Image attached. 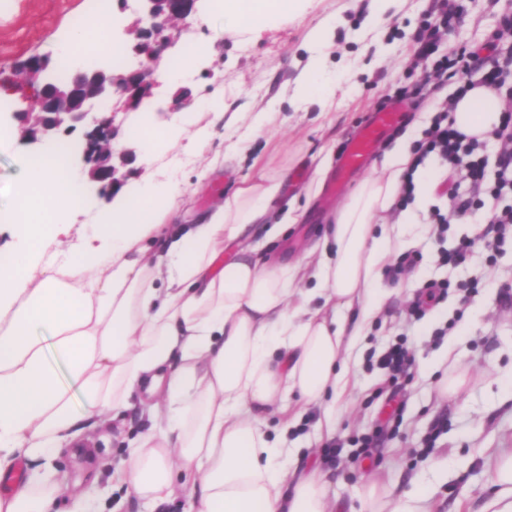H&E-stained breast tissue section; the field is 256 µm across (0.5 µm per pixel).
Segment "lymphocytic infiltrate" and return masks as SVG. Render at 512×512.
<instances>
[{"label":"lymphocytic infiltrate","instance_id":"1","mask_svg":"<svg viewBox=\"0 0 512 512\" xmlns=\"http://www.w3.org/2000/svg\"><path fill=\"white\" fill-rule=\"evenodd\" d=\"M434 20L425 21L414 37L415 57L422 62L435 89H442L448 82H457L458 93H465L474 83L471 75L482 72V86L512 97V87L506 86L503 77L506 65H512V45L502 46L504 36H512V15L504 16L498 32L480 46L462 44L438 53L436 43L439 34H452L460 22L464 8L461 4H449L448 0H437ZM450 103H442L435 109L429 126L414 143V165H421L431 156L437 157L446 174L441 182V193L449 200L446 211H435L433 221L440 227H448L455 219L475 211H485L488 230L496 239L512 233V207H500L504 193H512V152L502 153L493 185L484 182V159L481 150L483 141L469 137L456 130L449 120ZM468 174L472 191L462 196L456 191L458 174Z\"/></svg>","mask_w":512,"mask_h":512}]
</instances>
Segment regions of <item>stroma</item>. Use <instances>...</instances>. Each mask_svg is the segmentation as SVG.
Instances as JSON below:
<instances>
[{
	"label": "stroma",
	"mask_w": 512,
	"mask_h": 512,
	"mask_svg": "<svg viewBox=\"0 0 512 512\" xmlns=\"http://www.w3.org/2000/svg\"><path fill=\"white\" fill-rule=\"evenodd\" d=\"M433 0H390L378 23H369L372 0H304L301 11L287 20H268L255 27L225 25L214 16L211 28L183 24V35L212 36L205 64H191L182 86L192 98L220 92L224 115L208 127V144L196 151L188 141L166 146L152 163H145L140 144L129 133L131 113L117 111L119 129L113 161L129 181L147 172L181 182L183 194L175 220L192 224L209 213L245 179L287 170L288 199L303 215L295 224L258 249L264 262L286 264L305 254L328 230L335 207H322V192L310 185L320 163L335 165L341 144L357 132L385 94L405 88L399 131L422 133L437 104L452 98L454 86L431 93L422 89L423 68L413 56V36ZM466 12L455 34L440 39L439 52L462 42L481 43L496 32L512 0H466ZM88 0H0V78L9 102L1 112L28 108L32 89L15 85L20 64L32 56H52L48 38L66 34L83 17ZM329 20L331 45L328 68L338 75L336 95L325 105H303L295 96V80L314 52L312 29ZM269 111L263 132L253 120ZM84 129L58 133L31 145L14 137L0 142V191L14 192L26 178L27 159L55 145L80 146ZM67 168L77 179L83 200L69 223L93 224L111 202L90 181L88 168L71 154ZM447 201L430 194L415 210L412 224L403 228L407 245L393 254L380 286L389 296L382 311L365 328L349 361L347 392L329 406L336 418L334 436L318 432V408L291 399L295 423L290 438L301 445L293 460L298 467L319 468L328 483L333 512H361V496L369 484L387 492L390 505L415 497L421 512H482L492 496L489 469L494 460L512 453V301L500 298L502 285H512V240L498 252L476 243L464 262L443 264L442 250L473 235L479 214L451 224L438 236L429 220L433 207ZM416 257L414 266H401L403 256ZM456 283L479 280L481 287L462 303L457 291L414 318L409 308L428 281ZM405 340L415 363L395 387L403 405L399 427L380 431L374 448L357 454L353 437L379 430L382 402L375 393L387 387L388 375L372 357L389 344ZM461 380L457 394L443 396L442 377ZM147 418L130 412L124 419L83 435L59 451L54 462L58 478L77 494L106 495L109 463L121 459L131 440L145 430ZM341 452L336 461L323 455L327 441Z\"/></svg>",
	"instance_id": "stroma-1"
}]
</instances>
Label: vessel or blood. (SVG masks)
Here are the masks:
<instances>
[{
	"instance_id": "vessel-or-blood-1",
	"label": "vessel or blood",
	"mask_w": 512,
	"mask_h": 512,
	"mask_svg": "<svg viewBox=\"0 0 512 512\" xmlns=\"http://www.w3.org/2000/svg\"><path fill=\"white\" fill-rule=\"evenodd\" d=\"M401 118V113L394 107L371 112L361 130L345 143L335 177L325 188V198L339 195L350 175L366 166L377 145L390 130L399 125Z\"/></svg>"
}]
</instances>
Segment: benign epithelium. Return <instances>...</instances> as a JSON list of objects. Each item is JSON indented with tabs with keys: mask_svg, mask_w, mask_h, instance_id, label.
Listing matches in <instances>:
<instances>
[{
	"mask_svg": "<svg viewBox=\"0 0 512 512\" xmlns=\"http://www.w3.org/2000/svg\"><path fill=\"white\" fill-rule=\"evenodd\" d=\"M146 25L125 34L135 33L136 54L144 61L128 71H114L105 66L82 67L66 82L41 84L31 107L12 113L21 133L31 139L39 133L72 132L86 124L89 110L99 102H115L126 111L137 110L158 86L155 71L164 54L175 46L170 25L196 11L199 0H140ZM50 61L38 56L27 59L19 71L22 82L32 83L46 72ZM118 135L112 117L94 120V127L84 134L83 156L90 165V177L109 191L122 187L112 163V140Z\"/></svg>",
	"mask_w": 512,
	"mask_h": 512,
	"instance_id": "obj_1",
	"label": "benign epithelium"
}]
</instances>
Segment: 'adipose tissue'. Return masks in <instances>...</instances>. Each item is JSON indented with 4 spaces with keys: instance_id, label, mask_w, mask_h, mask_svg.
Segmentation results:
<instances>
[{
    "instance_id": "adipose-tissue-1",
    "label": "adipose tissue",
    "mask_w": 512,
    "mask_h": 512,
    "mask_svg": "<svg viewBox=\"0 0 512 512\" xmlns=\"http://www.w3.org/2000/svg\"><path fill=\"white\" fill-rule=\"evenodd\" d=\"M300 0H224V20L255 26L295 15ZM326 51L310 56L296 86L299 102L336 92ZM220 113L212 96L181 122L132 130L145 157L191 137L203 147L201 111ZM503 101L477 86L451 117L469 136L499 123ZM413 139L398 137L375 176L362 180L318 242L313 268L267 266L244 242L259 225L296 223L277 201L288 188L278 171L245 181L231 197L185 227L171 218L177 182L145 176L112 201L99 224L72 231L64 213L80 205L65 168L31 169L5 212L22 230L0 247V512H96L52 481L58 451L131 406L150 403V425L112 474L115 508L136 497L159 512L184 498V512H329L321 475L291 471L287 431L260 418L284 411L291 394L308 405L348 387L346 357L385 295L379 281L401 248L396 208L406 171L418 194L433 170L412 168ZM239 243L233 254L226 245ZM86 403L76 407V393Z\"/></svg>"
}]
</instances>
